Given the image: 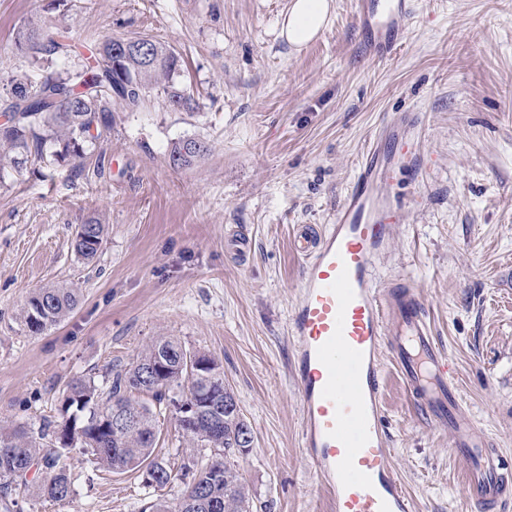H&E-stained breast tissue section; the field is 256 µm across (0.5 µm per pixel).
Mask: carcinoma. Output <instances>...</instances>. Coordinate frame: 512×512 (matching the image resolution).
Segmentation results:
<instances>
[{
  "label": "carcinoma",
  "instance_id": "obj_1",
  "mask_svg": "<svg viewBox=\"0 0 512 512\" xmlns=\"http://www.w3.org/2000/svg\"><path fill=\"white\" fill-rule=\"evenodd\" d=\"M144 36H117L103 39L90 54L77 53L70 33L46 23L29 22L14 38L17 54L25 59L23 69L7 79L4 88V120L0 122V170L15 167L30 158L59 165L82 160L86 146L112 131V103L119 102L130 112L140 110L148 93L160 88L168 106L177 111L196 109L193 95L174 82L181 71V58L166 45L149 39L150 50L143 54L139 44ZM129 51L114 56L118 43ZM57 146L45 155L47 144ZM199 149L186 151L187 141L175 143L170 164L190 167L209 151L206 142L195 140ZM87 236L74 240L76 254L94 257L104 241L105 225L91 218L85 222ZM78 303L73 288H44L33 293L22 309L28 331L34 335L59 325L73 313ZM189 350L162 337L147 346L135 362L112 368L107 392L98 390L90 378H76L66 389L60 419L49 420L38 433L20 427L0 428V480L5 485L23 477V470L35 463L45 471L41 494L64 500L72 492V482L62 453L80 446L91 452L96 462L113 471L139 469L143 487L161 490L175 479L183 489L175 505L158 498L152 512H180L181 502L193 499L194 512H247L248 490L230 459L248 446L251 428L240 415L235 397L224 388V377L188 378L182 369ZM169 364L164 381L152 384L144 370L158 361ZM200 393L210 395L212 406L199 411L194 419H177L192 448H208L206 462L193 454L182 458L179 467L154 455L157 420L161 407L180 410ZM151 397V402L136 398ZM136 417L135 425L117 434L112 430L116 411ZM178 475H173V471Z\"/></svg>",
  "mask_w": 512,
  "mask_h": 512
}]
</instances>
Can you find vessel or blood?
I'll return each instance as SVG.
<instances>
[{"mask_svg":"<svg viewBox=\"0 0 512 512\" xmlns=\"http://www.w3.org/2000/svg\"><path fill=\"white\" fill-rule=\"evenodd\" d=\"M416 0H358L362 31L377 57L402 44ZM414 112L391 114L375 133L325 231L294 235L300 290L290 314L293 378L301 398V441L333 512H412L396 475L383 423L381 347L417 412L452 437L469 463L471 494L486 512L512 504V462L459 408L452 364L438 345L420 296L380 288L375 261L402 212L392 191L397 171L417 162L408 132Z\"/></svg>","mask_w":512,"mask_h":512,"instance_id":"b4317fda","label":"vessel or blood"}]
</instances>
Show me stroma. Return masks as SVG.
<instances>
[{"mask_svg":"<svg viewBox=\"0 0 512 512\" xmlns=\"http://www.w3.org/2000/svg\"><path fill=\"white\" fill-rule=\"evenodd\" d=\"M289 0H0V80L22 67L13 34L31 19L68 28L79 51L148 35L183 60L194 112L159 91L144 109L113 104L111 135L80 168L29 160L0 173V427L38 431L77 377L108 389L113 366L167 336L215 358L253 443L235 467L252 512H331L301 446L289 319L300 285L298 225L332 224L375 129L416 112L425 166L397 173L406 195L382 285L416 290L451 360L462 411L512 456V0H416L404 47L365 46L356 0H335L308 46L280 35ZM207 142L177 169L174 142ZM105 226L90 260L73 248ZM250 242L237 255L232 238ZM79 291L74 312L35 336L20 318L42 288ZM383 416L413 512H481L448 432L411 405L381 353ZM64 462L72 493H38L34 470L0 493V512H143L138 472ZM187 140H193L195 143L199 144L200 148L196 152H185V149L187 147ZM208 151L209 147L207 143L202 141L201 139L198 140L195 138H189L186 140L176 142L170 150V164L173 165V167L179 168L190 167L198 160L203 158Z\"/></svg>","mask_w":512,"mask_h":512,"instance_id":"stroma-1","label":"stroma"}]
</instances>
